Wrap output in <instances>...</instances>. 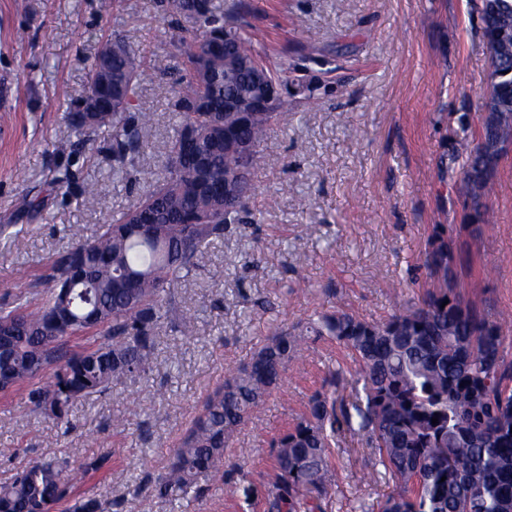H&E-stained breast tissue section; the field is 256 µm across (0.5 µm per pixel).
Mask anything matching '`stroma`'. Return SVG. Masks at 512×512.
Wrapping results in <instances>:
<instances>
[{
	"instance_id": "1",
	"label": "stroma",
	"mask_w": 512,
	"mask_h": 512,
	"mask_svg": "<svg viewBox=\"0 0 512 512\" xmlns=\"http://www.w3.org/2000/svg\"><path fill=\"white\" fill-rule=\"evenodd\" d=\"M238 3L271 64L288 61L301 83L253 168L251 206L263 221L210 249L174 290L150 373L77 401L70 432L31 411L24 391L0 393V482L33 458L80 463L110 448L111 462L76 482L100 512H268L272 439L303 416L331 371L351 365L334 341L307 340L302 364L286 367L216 471L164 498L155 485L225 370L248 362L277 328L318 311L381 321L435 288L424 257L439 228L458 289L503 319L512 360V151L482 199L488 224H475L447 165L465 129H477L490 83L474 0ZM177 33L157 0H119L105 15L99 0H28L23 11L0 0V306L43 303L51 258L146 193V184L113 181L111 133L81 142L69 114L101 47L129 38L151 72L134 102L152 115L141 162L161 168L174 135ZM65 169L71 182L54 183ZM86 183L97 187L91 206L80 200ZM24 197L36 207L21 208ZM184 314L197 319L190 338L174 329ZM329 461L335 483L322 512H378L391 483L367 449L344 432Z\"/></svg>"
}]
</instances>
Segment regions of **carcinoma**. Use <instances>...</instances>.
Instances as JSON below:
<instances>
[{
  "mask_svg": "<svg viewBox=\"0 0 512 512\" xmlns=\"http://www.w3.org/2000/svg\"><path fill=\"white\" fill-rule=\"evenodd\" d=\"M158 7L184 25L173 44L180 130L162 175L139 162L151 114L133 111V102L149 73L130 42L117 40L90 64L107 72L88 91L97 103L93 120L76 111L70 124L85 141L112 132L114 174L144 180L151 189L119 220L50 262L43 306L20 301L0 309V323L11 331L0 348V379L16 388L48 376L27 390V399L32 410L59 422L75 402L147 374L171 289L200 267L226 231L261 222L262 212L250 207L252 167L277 115L288 108V68L273 70L263 36L218 0H159ZM479 12L498 115L476 135L493 145L512 135V39L499 40L502 25L512 27V0H481ZM267 89L276 92L272 109L261 105ZM502 157L501 150L477 149L450 157L448 170L456 165L464 174L465 197L482 224L488 218L481 197ZM137 209L151 213L155 237L135 231L130 218ZM452 262L439 235L424 265L441 286L420 303L384 321L338 311L273 333L208 396L174 450L159 494L185 493L215 469L226 444L298 357L304 337L326 336L346 350L354 370L330 373L325 385L334 391L313 395L300 421L274 440L277 478L269 512L320 508L333 481L329 454L339 445L340 419L392 481L379 512H512V361L503 355L501 325L448 278ZM90 333L101 335L97 346L66 348L70 337ZM111 458L108 448L77 467L56 457L33 460L0 484V512H53L72 497L79 472L97 471Z\"/></svg>",
  "mask_w": 512,
  "mask_h": 512,
  "instance_id": "1",
  "label": "carcinoma"
}]
</instances>
